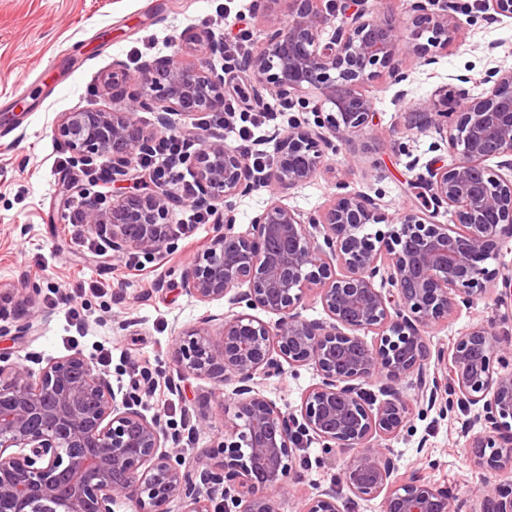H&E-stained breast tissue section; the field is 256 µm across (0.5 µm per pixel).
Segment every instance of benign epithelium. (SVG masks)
<instances>
[{
	"instance_id": "1",
	"label": "benign epithelium",
	"mask_w": 512,
	"mask_h": 512,
	"mask_svg": "<svg viewBox=\"0 0 512 512\" xmlns=\"http://www.w3.org/2000/svg\"><path fill=\"white\" fill-rule=\"evenodd\" d=\"M480 7L512 18V0H480ZM410 10L411 39L429 30L430 45L448 49L458 29L454 2L430 11L415 0ZM253 11L264 18L266 37L244 68L280 112L291 113L267 135L272 199L240 231L236 200L255 190L245 156L196 131L200 147L183 157L195 175V204L221 213L207 247L183 267L181 285L197 301H223L228 309L180 332L172 362L180 378L207 379L220 392L232 387L224 441L193 453L205 416L188 412L183 430L173 432L160 416L147 418L139 407L156 385L149 374L118 395L80 352L48 361L37 374L0 354V512H115L121 502L134 512H170L174 501L183 512H213L218 497L221 512H276L297 449L314 441L328 455L350 454L342 473L347 490L381 498L380 512H461L448 486L416 470L400 472L386 444L411 427L415 412L443 415L457 403L479 408L474 463L512 475V348L500 344L492 324L435 350L426 336L485 297L496 280L512 288L511 273L486 267L512 239V67L489 69L479 96L461 88L450 97L441 88L421 111L407 113L410 126L437 130L452 154L450 163L429 169L421 207L391 220L376 199L341 179L326 207L304 212L283 198L316 175L335 142L371 129L376 112L365 87L382 68L399 83L409 78L396 63L406 39L364 0H253ZM224 49L205 32L187 31L172 55L146 59L134 73L113 63L112 87L127 89L124 106L64 112L58 137L75 157L106 163L112 181L132 179L154 142L136 113H154L167 132L175 114L222 111L224 74L183 57L222 56ZM309 90L321 99L303 96ZM183 205L160 185L119 197L105 211L88 203L84 221L114 258L154 254L175 248L171 219ZM443 210L455 224L436 221ZM381 223L386 229L372 230ZM311 299L324 318L303 315ZM307 366L318 381L297 409L263 394L266 379ZM375 378L380 401L365 388ZM407 380L416 389L412 399L400 390ZM474 497V512H512V482ZM302 512H340L335 483L307 499Z\"/></svg>"
}]
</instances>
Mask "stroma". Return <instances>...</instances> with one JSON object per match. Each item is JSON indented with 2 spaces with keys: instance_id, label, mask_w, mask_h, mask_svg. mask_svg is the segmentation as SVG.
Returning <instances> with one entry per match:
<instances>
[{
  "instance_id": "stroma-1",
  "label": "stroma",
  "mask_w": 512,
  "mask_h": 512,
  "mask_svg": "<svg viewBox=\"0 0 512 512\" xmlns=\"http://www.w3.org/2000/svg\"><path fill=\"white\" fill-rule=\"evenodd\" d=\"M459 34L447 50L434 53L432 64L400 53L397 61L409 78L394 83L389 74L371 81L366 93L376 112L366 136L339 143L324 168L291 190L289 206L305 212L321 209L335 191L337 178L352 188L380 198L383 211L397 216L417 204L409 183L428 166L450 162L435 129H409L404 115L422 107L441 87L458 90L469 77L471 94L483 90L479 80L489 68L512 66V18L491 19L479 0H455ZM242 16L258 49L265 26L252 11V0H0V104H15L9 133L0 137V291L30 296L26 307H13L1 320L14 326L24 318L27 335H0V352L39 371L46 362L79 351L93 355L112 350L104 372L113 390H129L136 369L172 373L171 353L179 329L194 324L205 312H222L223 303L202 304L181 288L184 264L203 251L212 227L198 224L193 242L179 241L177 250L155 258L157 281L124 276L121 260L98 257L76 244L77 229L68 224L61 204L63 192L73 199L91 194L101 209L113 199L143 192L129 181L87 187L79 168L61 167L65 148L56 135L61 113L76 110L109 112L119 108L107 79L113 61L136 70L141 60L170 55L181 34L203 30L223 39L227 13ZM416 168H409L410 158ZM100 283L77 300L82 329L71 327L61 309L51 304L53 290L71 291L80 283ZM510 298L490 297L462 309L447 324L427 331L431 347L449 343L472 326L495 321L498 339L512 347ZM317 380L313 368L284 372L267 380L264 394L277 405L299 406L305 390ZM200 409L209 426L200 431L194 448L201 451L224 439V399L209 381L190 378L177 391L161 389L144 402L146 416L179 422L185 410ZM481 430L473 412L456 407L414 415L408 430L389 440L401 470H419L452 486L456 499L473 507V493L507 477L473 465L468 453ZM299 467L288 480L287 494L277 497L278 512H301L306 499L333 486L342 475L346 456H325L318 444L299 449Z\"/></svg>"
}]
</instances>
